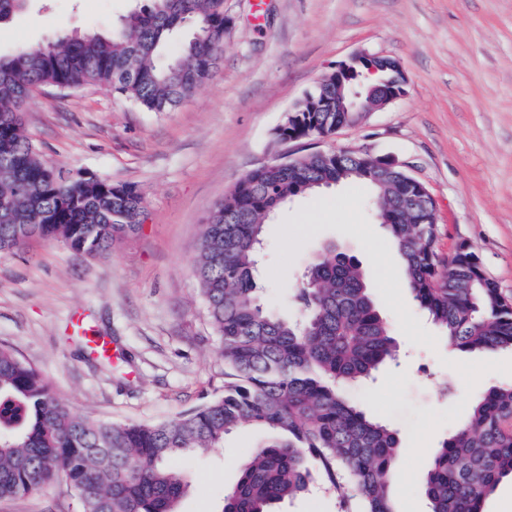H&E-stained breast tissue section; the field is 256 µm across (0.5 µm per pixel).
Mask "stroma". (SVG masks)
Listing matches in <instances>:
<instances>
[{
    "label": "stroma",
    "mask_w": 512,
    "mask_h": 512,
    "mask_svg": "<svg viewBox=\"0 0 512 512\" xmlns=\"http://www.w3.org/2000/svg\"><path fill=\"white\" fill-rule=\"evenodd\" d=\"M140 0H32L0 25V55L59 36L106 31ZM224 56L199 94L146 112L106 89H47L24 114L41 160L73 175L135 186L137 232L86 256L34 239L0 255V345L91 422L156 424L224 392L221 339L193 273V249L217 202L282 152L361 149L406 164L436 203L441 256L468 245L512 296V0H224ZM359 52L398 59L404 97L325 140L280 145L274 130L318 81ZM362 185L306 193L273 216L258 263L264 304L296 317L304 264L334 246L362 264L398 352L372 382L347 389L402 439L397 512H428L421 488L432 448L468 415L476 394L512 382V353L468 355L448 342L406 288L394 243ZM111 341V367L73 330ZM245 427L221 448L179 457L189 488L180 512H222L245 449ZM0 512H79L57 482Z\"/></svg>",
    "instance_id": "stroma-1"
}]
</instances>
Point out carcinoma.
I'll list each match as a JSON object with an SVG mask.
<instances>
[{
	"mask_svg": "<svg viewBox=\"0 0 512 512\" xmlns=\"http://www.w3.org/2000/svg\"><path fill=\"white\" fill-rule=\"evenodd\" d=\"M27 0H0V22ZM192 26L182 53L169 40ZM224 54V0H148L106 32L0 56V254L33 238L96 255L138 230L144 197L135 187L78 176L61 180L25 134L23 114L38 90L105 88L146 112H171L198 94ZM316 87L285 117L282 137L327 135L357 123V112H306ZM341 182L371 188L375 216L393 239L407 287L448 346L464 353L512 351V297L487 277L471 250L434 259L438 225L402 220L398 185L369 177L368 162L340 156ZM292 173H246L208 216L193 271L224 359V394L157 425L88 422L9 347L0 346V499L21 498L68 474L80 512H178L187 491L171 461L223 447L242 426L266 432L249 448L223 512H276L305 493L314 458L327 490L354 512H396L391 484L401 440L343 395L397 351L358 260L327 249L307 265L286 319L264 305L257 254L273 211L291 197L336 185V161L314 153ZM120 187V193L114 187ZM512 479V384L479 392L467 418L434 449L423 483L429 512H483L484 500Z\"/></svg>",
	"mask_w": 512,
	"mask_h": 512,
	"instance_id": "1",
	"label": "carcinoma"
}]
</instances>
